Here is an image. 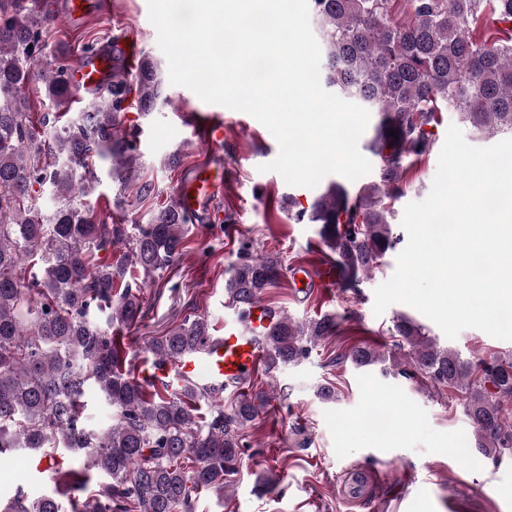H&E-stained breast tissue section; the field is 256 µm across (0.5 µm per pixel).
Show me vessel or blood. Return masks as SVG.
<instances>
[{
  "label": "vessel or blood",
  "mask_w": 512,
  "mask_h": 512,
  "mask_svg": "<svg viewBox=\"0 0 512 512\" xmlns=\"http://www.w3.org/2000/svg\"><path fill=\"white\" fill-rule=\"evenodd\" d=\"M111 76L112 53L108 50L78 59L68 71L70 85L86 91L95 89ZM213 192L211 181L202 173H195L187 185L181 186L179 204L188 210L196 209L201 199ZM300 275L313 286L331 288L339 280L341 270L334 261L325 259L305 267ZM249 313L247 323L225 326L223 334L210 337L203 350L187 354L175 363L155 367L153 382L177 393L200 385L218 390L246 385L262 368L265 340L276 318L259 301L250 304Z\"/></svg>",
  "instance_id": "obj_1"
}]
</instances>
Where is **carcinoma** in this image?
I'll list each match as a JSON object with an SVG mask.
<instances>
[{
	"label": "carcinoma",
	"instance_id": "1",
	"mask_svg": "<svg viewBox=\"0 0 512 512\" xmlns=\"http://www.w3.org/2000/svg\"><path fill=\"white\" fill-rule=\"evenodd\" d=\"M489 2L500 23L494 30L481 25ZM310 7L320 27V81L379 116L367 144L381 161L376 181L357 189L332 181L306 207L288 202L295 223L319 225L348 291L401 243L389 201L402 194L405 158L433 151L439 113L456 112L478 132L512 133V0H310ZM57 20L46 0H0V455L76 454L83 470L55 477L73 490L86 488L87 470H101L107 481L80 512H193L196 491L227 487L249 447L241 430L257 407L242 396L226 411L219 392L199 386L184 395L150 393L126 370L116 336L143 321L142 289L169 283L199 216L172 201L145 225L109 224L90 205L97 180L87 167L98 158L111 163L120 185L112 207L126 209L140 160V129L126 124V113L166 101L164 82L149 58L133 68L114 49L112 80L70 113L69 54L47 42ZM37 73L55 113L35 121L24 90ZM43 192L54 200L47 212L33 206ZM120 245L126 252L115 262L97 261L98 252ZM281 270L276 258L240 248L224 279L240 322ZM337 327L334 315L307 322L278 315L265 341L267 369L299 362ZM212 330L205 317L189 316L146 350L172 363ZM393 335L405 359L399 373L462 395L472 451L495 462L512 454V361L465 360L406 316L394 320ZM350 357L359 368L386 359L367 347ZM88 387L112 411L104 428L83 418ZM202 401L212 402L207 420L196 416ZM6 512L65 510L53 492L32 500L19 494Z\"/></svg>",
	"mask_w": 512,
	"mask_h": 512
}]
</instances>
